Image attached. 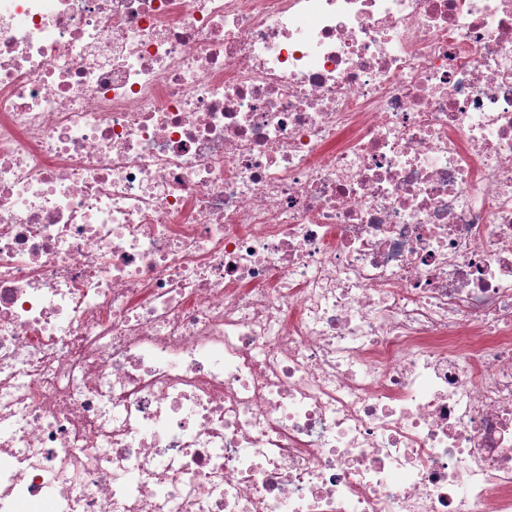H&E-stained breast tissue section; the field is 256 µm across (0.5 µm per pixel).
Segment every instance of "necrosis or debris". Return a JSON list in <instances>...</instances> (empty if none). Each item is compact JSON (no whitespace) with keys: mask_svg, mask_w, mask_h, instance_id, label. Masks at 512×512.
<instances>
[{"mask_svg":"<svg viewBox=\"0 0 512 512\" xmlns=\"http://www.w3.org/2000/svg\"><path fill=\"white\" fill-rule=\"evenodd\" d=\"M512 512V0H0V512Z\"/></svg>","mask_w":512,"mask_h":512,"instance_id":"4bbe7bcc","label":"necrosis or debris"}]
</instances>
